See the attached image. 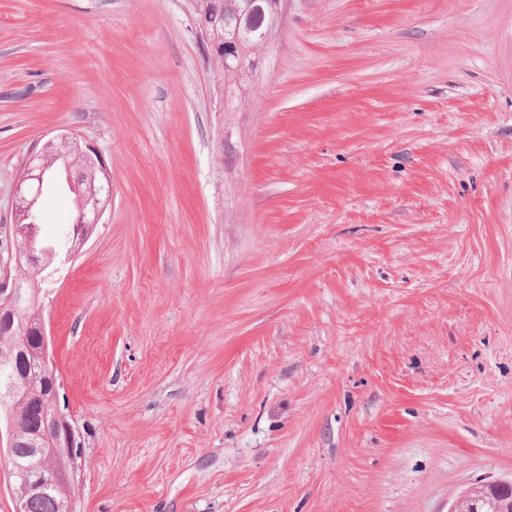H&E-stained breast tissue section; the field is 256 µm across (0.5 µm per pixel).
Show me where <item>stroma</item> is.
I'll return each instance as SVG.
<instances>
[{
  "instance_id": "obj_1",
  "label": "stroma",
  "mask_w": 512,
  "mask_h": 512,
  "mask_svg": "<svg viewBox=\"0 0 512 512\" xmlns=\"http://www.w3.org/2000/svg\"><path fill=\"white\" fill-rule=\"evenodd\" d=\"M63 129L112 184L38 277L76 512L512 477V0H287L233 112L189 0H0V254ZM36 211L67 251L71 197ZM99 174L102 173L97 171L95 179L93 180V185L98 197L102 202H105L107 199V186L104 184V177H100ZM102 185L104 187L103 189H100ZM101 201L94 193L92 196H83L82 204L78 209L77 216L73 222L75 224L73 227L74 236L72 237V245L70 249L67 250L65 261L73 259V257L87 242L97 224L100 223L106 207L105 204H101Z\"/></svg>"
}]
</instances>
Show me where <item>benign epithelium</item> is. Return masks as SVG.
I'll return each instance as SVG.
<instances>
[{
  "label": "benign epithelium",
  "instance_id": "obj_1",
  "mask_svg": "<svg viewBox=\"0 0 512 512\" xmlns=\"http://www.w3.org/2000/svg\"><path fill=\"white\" fill-rule=\"evenodd\" d=\"M201 34L204 36L207 51L211 58L226 60L233 58L234 68L246 77L252 76L258 66L261 50L268 44V38H260L253 46L254 56L243 57L235 53L233 41L224 39L222 35L210 36L206 13L198 17ZM77 152L85 159V169H91L103 164L98 157H93L80 148L77 136L64 131L50 137L40 149L33 152L24 171L15 186V224L12 236L16 240L30 238L34 232L33 206L42 191L44 179L52 161L72 152ZM105 205L94 195H85L74 220L72 245L67 250L66 260H71L87 242L93 230L100 223ZM54 253L51 251L36 252L17 247L8 251L5 261L0 263L3 281L0 282V330L11 332L16 336L28 335L30 326L24 322H15L12 311L22 298L21 290L17 289L18 277L14 271L31 270L37 274L45 270L52 262ZM40 336V354L42 361L41 379L49 384L54 394H59L60 381L48 353L45 320H40L37 326ZM23 402L19 398L12 408L8 409L6 437L8 458L13 477L19 479L28 492H38L46 485L65 482L73 483V469L66 466L60 470L48 467L37 473L33 472V464L15 456L13 448L17 447V409ZM33 457H49L69 454L79 447L78 431L69 417L62 411H57L52 417L50 426L35 432L26 442ZM512 480H484L476 482L464 490L454 501L448 512H479L478 505L489 503L492 497H511Z\"/></svg>",
  "mask_w": 512,
  "mask_h": 512
}]
</instances>
